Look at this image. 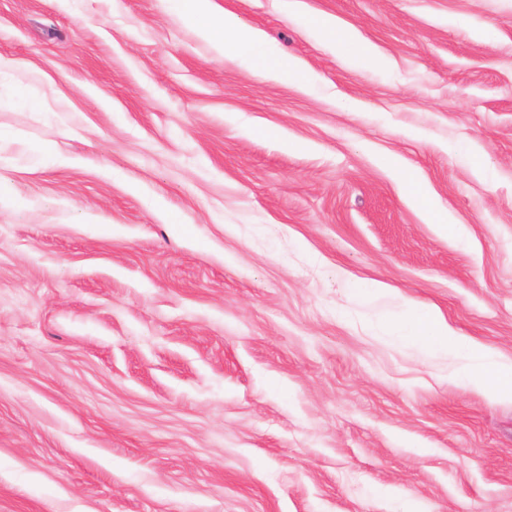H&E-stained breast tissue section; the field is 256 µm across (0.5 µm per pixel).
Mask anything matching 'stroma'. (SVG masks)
Returning <instances> with one entry per match:
<instances>
[{"instance_id": "stroma-1", "label": "stroma", "mask_w": 512, "mask_h": 512, "mask_svg": "<svg viewBox=\"0 0 512 512\" xmlns=\"http://www.w3.org/2000/svg\"><path fill=\"white\" fill-rule=\"evenodd\" d=\"M215 3L315 90L168 0H0V512H512V400L387 330L512 361V0ZM185 23L221 53H232L251 71L267 79L292 81L308 89L312 78L299 62L266 45L259 31L243 25L232 14L218 13L213 0H170ZM311 25H313L321 33L326 43L330 46H336L343 39L345 41L352 40L353 36L351 33H344L342 29L336 26V23L328 17L315 16L309 19ZM403 181L408 185L416 202L424 209L432 224H441L449 234H456L457 224L448 217V212L441 209L436 202L429 197L423 186L412 176L410 172L402 173ZM393 336L414 341L434 351L451 350L466 361L460 378L478 388L512 399V362L503 363L486 346L464 344L436 311L409 307L404 316L389 322Z\"/></svg>"}]
</instances>
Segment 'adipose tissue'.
<instances>
[{
  "instance_id": "obj_1",
  "label": "adipose tissue",
  "mask_w": 512,
  "mask_h": 512,
  "mask_svg": "<svg viewBox=\"0 0 512 512\" xmlns=\"http://www.w3.org/2000/svg\"><path fill=\"white\" fill-rule=\"evenodd\" d=\"M174 2L183 21L218 51L233 54L240 63L264 78L311 87V77L303 72L296 59L266 45L259 31L243 25L234 15L217 12L213 0ZM389 329L394 336L432 350L452 351L465 361L461 379L512 399V362L499 361L485 346L460 342L438 312L428 308H408L404 316L390 321Z\"/></svg>"
}]
</instances>
